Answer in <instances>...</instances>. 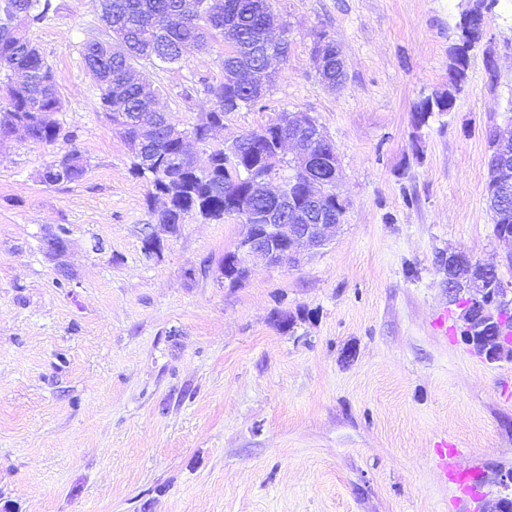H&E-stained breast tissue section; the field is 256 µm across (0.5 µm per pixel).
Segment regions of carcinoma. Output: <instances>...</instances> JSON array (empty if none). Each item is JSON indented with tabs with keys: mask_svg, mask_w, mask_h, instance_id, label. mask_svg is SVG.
<instances>
[{
	"mask_svg": "<svg viewBox=\"0 0 512 512\" xmlns=\"http://www.w3.org/2000/svg\"><path fill=\"white\" fill-rule=\"evenodd\" d=\"M102 20L112 31V51L106 53L83 47L86 69L99 90L101 108L124 139L131 157L132 173L149 181V201L158 197L166 206L154 211L158 224H182L195 216L205 223L226 216L245 221L246 216L232 210L231 196L246 194L250 180L285 172L288 207L307 209L314 197H322L332 223H343L345 205H336L332 181L333 168L326 163L336 158L330 140L308 144L318 163L302 169L298 159H285L277 130L290 123L289 113H281L265 127L242 135L237 149L219 147L208 155L207 163L197 164L186 150L185 140L205 143L216 127L224 124V114L260 102L273 82L266 69L269 55L288 54V25L278 21L269 0H219V7H207L210 0H196L201 9L183 10L185 0H95ZM25 15L24 28L11 35L0 34V98L6 107L0 111V129L8 130L24 122L33 131L34 140L52 145L71 141L56 114L62 110L51 66L28 37L29 29L43 23L52 10V0H0V12ZM277 28L281 38L269 32ZM222 36L230 43L222 61L223 79L207 87L211 106L206 117L186 131L178 127L170 113L157 107L158 91L145 75L136 70L140 61L176 63L188 44L200 50ZM468 55L448 66V84L460 89L465 82ZM444 108L423 99L414 109L417 124L428 122ZM64 156L71 164L63 171L48 167L46 177L53 183H73L83 179L87 161L76 148ZM487 201L496 236L512 234V201L503 205L494 191L496 181L493 160H488ZM463 334L480 337L490 344L497 336L489 310L462 301Z\"/></svg>",
	"mask_w": 512,
	"mask_h": 512,
	"instance_id": "obj_1",
	"label": "carcinoma"
}]
</instances>
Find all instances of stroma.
I'll list each match as a JSON object with an SVG mask.
<instances>
[{
  "mask_svg": "<svg viewBox=\"0 0 512 512\" xmlns=\"http://www.w3.org/2000/svg\"><path fill=\"white\" fill-rule=\"evenodd\" d=\"M55 3L30 38L88 171L49 185L66 143H0V508L494 512V476L512 470V358L486 363L463 341L434 257L463 251L512 285V243L486 200V132L512 127V0L486 10L454 107L420 126L415 105L448 93L473 0H270L287 59L261 102L189 149L202 161L279 113H308L336 146L346 212L327 246L251 261L237 285L217 272L237 217H186L161 254L144 252L150 186L82 56L109 31L93 0ZM322 30L345 61L336 92L313 62ZM223 57L217 39L145 65L180 128L208 109ZM58 226L74 274L63 287L42 248ZM444 442L480 469L477 497L460 500L439 468Z\"/></svg>",
  "mask_w": 512,
  "mask_h": 512,
  "instance_id": "1",
  "label": "stroma"
}]
</instances>
